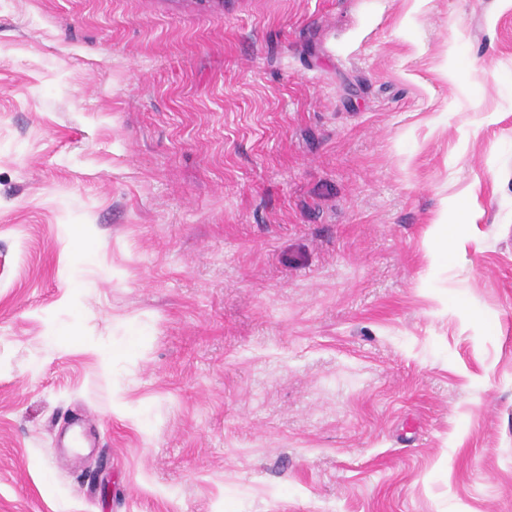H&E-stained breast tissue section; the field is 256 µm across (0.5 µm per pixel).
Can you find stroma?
Returning a JSON list of instances; mask_svg holds the SVG:
<instances>
[{
    "label": "stroma",
    "mask_w": 512,
    "mask_h": 512,
    "mask_svg": "<svg viewBox=\"0 0 512 512\" xmlns=\"http://www.w3.org/2000/svg\"><path fill=\"white\" fill-rule=\"evenodd\" d=\"M0 512H512V0H0Z\"/></svg>",
    "instance_id": "obj_1"
}]
</instances>
